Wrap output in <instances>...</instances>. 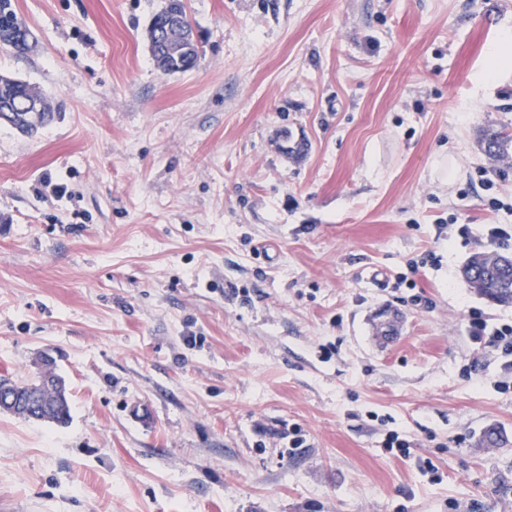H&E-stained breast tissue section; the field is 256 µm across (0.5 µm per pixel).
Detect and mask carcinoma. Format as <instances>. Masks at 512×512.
<instances>
[{"label":"carcinoma","instance_id":"carcinoma-1","mask_svg":"<svg viewBox=\"0 0 512 512\" xmlns=\"http://www.w3.org/2000/svg\"><path fill=\"white\" fill-rule=\"evenodd\" d=\"M187 15L185 0H166L165 7L155 14L149 29L154 31L157 41L151 55L157 66L167 73L175 72L180 62L198 59V45L193 40H177L168 37L169 21ZM6 27L24 24L15 11L12 0H0V25ZM10 108L15 112L10 125L21 133L33 135L48 124L53 111L47 101L38 105L33 102L32 87L15 78L0 75V110ZM482 148L492 160H504L512 154V134L502 129H487L481 139ZM503 251L479 252L472 255L463 266V277L469 287L481 297L499 305H512V264L501 263ZM40 370L30 378L3 376L0 382L12 384L14 391L24 399L17 409L2 408L6 399L0 397V413L10 414L25 420L49 421L66 425L71 419L69 395L58 408L48 410L56 399L57 390L53 380L59 378L50 369Z\"/></svg>","mask_w":512,"mask_h":512}]
</instances>
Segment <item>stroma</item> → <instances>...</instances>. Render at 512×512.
<instances>
[{
    "label": "stroma",
    "instance_id": "35a3bbf8",
    "mask_svg": "<svg viewBox=\"0 0 512 512\" xmlns=\"http://www.w3.org/2000/svg\"><path fill=\"white\" fill-rule=\"evenodd\" d=\"M12 3L55 118L0 122V376L52 354L71 420L0 413V512H512V364L466 333L512 305L461 275L512 225V0H186L183 73L165 0ZM186 1L166 0L165 7L155 14L150 22L149 29L154 31L157 41L151 55L157 66L167 73L187 72L195 67L178 71L174 67L179 62L198 60V45L193 40H177L168 38L167 29L169 21L178 16H187ZM512 63V34L511 31L502 32L495 51L486 59L481 71V77L494 82L498 75ZM482 148L492 160L508 159L512 148V134L503 129H487L481 139Z\"/></svg>",
    "mask_w": 512,
    "mask_h": 512
}]
</instances>
